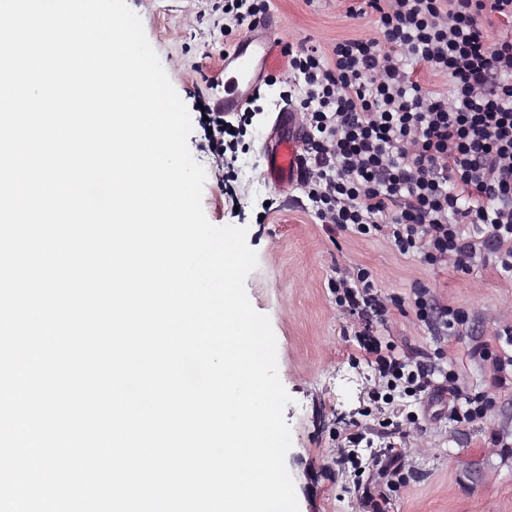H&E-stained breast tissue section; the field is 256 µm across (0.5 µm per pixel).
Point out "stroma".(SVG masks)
<instances>
[{"label":"stroma","mask_w":512,"mask_h":512,"mask_svg":"<svg viewBox=\"0 0 512 512\" xmlns=\"http://www.w3.org/2000/svg\"><path fill=\"white\" fill-rule=\"evenodd\" d=\"M140 17L175 91L187 106L188 147L206 171L202 206L217 226L246 228L258 265L245 288L253 308L267 315L277 340L280 380L291 397L284 416L292 446L286 466L301 512H512V382L500 384L489 363L473 354L478 345L512 355L499 332L512 326V279L494 261L472 274L430 265L400 254L380 236H357L321 223L306 210L298 185L276 187L265 176L262 146L278 129V104L292 79L289 52L316 47L329 54L336 41L378 37L377 14L348 16L365 0H270L256 35L277 44L266 63L261 98L239 146L226 166L204 135V117L224 94V55L241 36L224 15V0H127ZM340 266L370 271L390 298L383 317L352 314L336 304L331 286ZM428 289L435 305L468 314L459 333L444 336L419 322L414 291ZM364 331L410 357L441 349L444 365L469 393L493 398L487 417L458 424L448 417V399L430 395L413 403L419 424L408 448L410 464L398 467L376 454L363 472L336 454L337 442L369 405L375 353L361 343ZM387 498L372 506L367 492Z\"/></svg>","instance_id":"obj_1"}]
</instances>
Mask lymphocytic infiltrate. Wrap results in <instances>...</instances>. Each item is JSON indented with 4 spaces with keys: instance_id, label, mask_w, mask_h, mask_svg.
<instances>
[{
    "instance_id": "obj_1",
    "label": "lymphocytic infiltrate",
    "mask_w": 512,
    "mask_h": 512,
    "mask_svg": "<svg viewBox=\"0 0 512 512\" xmlns=\"http://www.w3.org/2000/svg\"><path fill=\"white\" fill-rule=\"evenodd\" d=\"M379 38L336 42L331 57L303 50L290 65L309 114L303 183L317 218L360 236L380 235L400 254L472 273L494 257L512 277V35L489 41L480 19L512 24V0H369ZM445 76L447 89L413 80L411 65ZM336 303L377 315L386 298L368 270L342 275ZM418 321L457 332L466 312L432 306L414 291ZM371 396L385 414L392 392L423 398L448 390L449 417H486L489 397L464 391L434 357L394 346L377 355Z\"/></svg>"
}]
</instances>
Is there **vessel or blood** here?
Listing matches in <instances>:
<instances>
[{
	"instance_id": "obj_1",
	"label": "vessel or blood",
	"mask_w": 512,
	"mask_h": 512,
	"mask_svg": "<svg viewBox=\"0 0 512 512\" xmlns=\"http://www.w3.org/2000/svg\"><path fill=\"white\" fill-rule=\"evenodd\" d=\"M274 51V45L244 35L238 45L224 57L225 66L234 70L231 86L224 89V112L241 111L249 102L251 90L261 77L263 66ZM271 182L285 187L298 181L301 175L298 141L294 135H281L272 140L263 152Z\"/></svg>"
}]
</instances>
